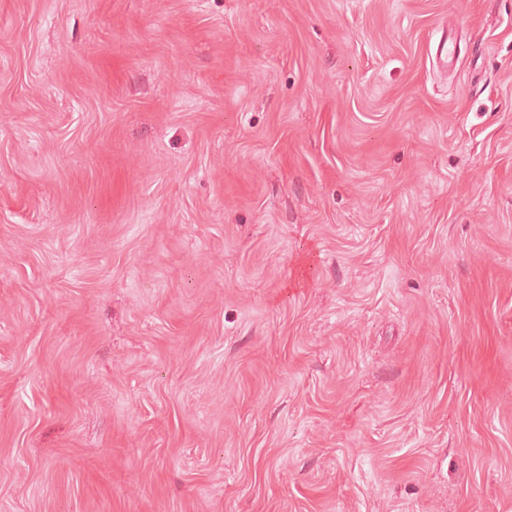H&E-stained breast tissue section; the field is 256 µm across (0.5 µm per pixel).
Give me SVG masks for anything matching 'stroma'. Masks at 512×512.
Returning <instances> with one entry per match:
<instances>
[{
	"label": "stroma",
	"mask_w": 512,
	"mask_h": 512,
	"mask_svg": "<svg viewBox=\"0 0 512 512\" xmlns=\"http://www.w3.org/2000/svg\"><path fill=\"white\" fill-rule=\"evenodd\" d=\"M0 512H512V0H0Z\"/></svg>",
	"instance_id": "stroma-1"
}]
</instances>
